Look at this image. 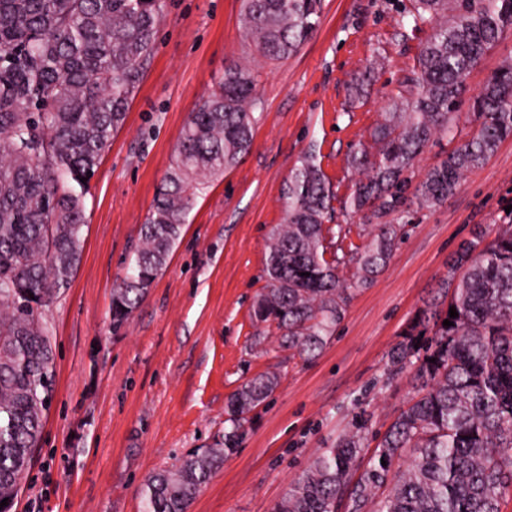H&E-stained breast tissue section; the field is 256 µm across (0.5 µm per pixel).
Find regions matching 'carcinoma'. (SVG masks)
Masks as SVG:
<instances>
[{
  "mask_svg": "<svg viewBox=\"0 0 512 512\" xmlns=\"http://www.w3.org/2000/svg\"><path fill=\"white\" fill-rule=\"evenodd\" d=\"M319 4L243 0L242 27L260 56L280 60L312 34ZM159 23V0H0V500L17 496L39 442L54 381L44 311L80 263L90 179L124 123ZM397 24L429 31L409 78L417 92L394 99L373 144L351 155L363 178L346 201L353 213H395V221L362 225L361 245L350 241V227L325 224L335 196L311 145L269 236L270 288L253 317L275 323L305 360L335 336L352 292L388 266L405 234L398 209L408 172L434 139L456 141L465 77L512 30V0H412ZM257 85L250 66H229L192 113L134 262L112 289V326L129 320L167 266L199 192L251 149ZM471 109L475 130L416 185L419 208L448 200L465 173L512 138V62ZM349 265L347 280L340 269ZM459 270L448 306L417 316L393 351L395 370H414L417 392L368 467L356 475L366 437L349 430L311 460L273 512H339L347 493V512H502L512 498V212L492 239L479 234L460 247L451 264ZM448 319L453 325H443ZM277 383L269 372L245 381L226 405L224 447L150 475L143 512H187ZM400 464L397 482L376 497Z\"/></svg>",
  "mask_w": 512,
  "mask_h": 512,
  "instance_id": "obj_1",
  "label": "carcinoma"
}]
</instances>
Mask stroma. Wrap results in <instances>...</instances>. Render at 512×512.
Here are the masks:
<instances>
[{
  "label": "stroma",
  "instance_id": "stroma-1",
  "mask_svg": "<svg viewBox=\"0 0 512 512\" xmlns=\"http://www.w3.org/2000/svg\"><path fill=\"white\" fill-rule=\"evenodd\" d=\"M409 0H322L319 25L295 54L260 58L245 38L242 0H161L153 52L123 127L86 197L81 262L45 321L56 370L43 431L11 512H141L153 473L224 445L228 397L274 372L272 396L249 415L236 449L188 512H271L310 460L357 419L384 434L414 395L412 371L387 378L389 354L411 321L449 299L450 261L476 233L494 236L512 205V139L468 172L434 209L408 206L388 267L355 291L335 336L306 361L275 324L252 318L269 285L267 238L281 223L283 188L315 147L335 200L332 221L359 228L345 208L359 178L348 160L371 141L409 78L423 32L400 34ZM512 62V32L471 69L455 122ZM259 72L251 151L201 193L172 257L129 321L113 328L112 289L123 278L191 112L225 67Z\"/></svg>",
  "mask_w": 512,
  "mask_h": 512
}]
</instances>
